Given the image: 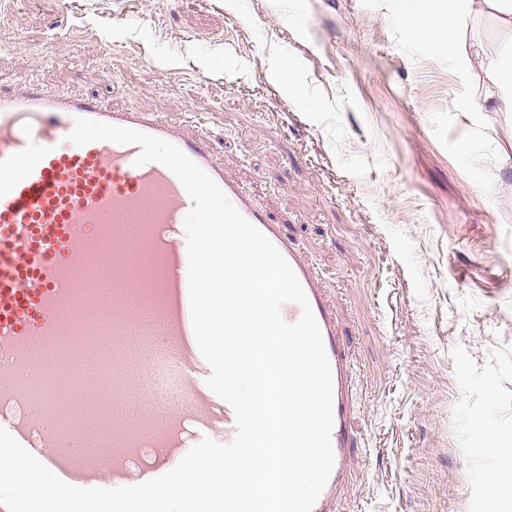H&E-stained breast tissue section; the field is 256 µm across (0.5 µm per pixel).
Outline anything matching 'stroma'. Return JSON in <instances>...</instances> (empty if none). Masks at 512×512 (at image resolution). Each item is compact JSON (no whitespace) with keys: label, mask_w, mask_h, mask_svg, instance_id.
<instances>
[{"label":"stroma","mask_w":512,"mask_h":512,"mask_svg":"<svg viewBox=\"0 0 512 512\" xmlns=\"http://www.w3.org/2000/svg\"><path fill=\"white\" fill-rule=\"evenodd\" d=\"M415 6L0 0V77L203 129L315 265L356 367L343 512H512L477 451L512 437V112L478 111L484 66L434 56Z\"/></svg>","instance_id":"1"}]
</instances>
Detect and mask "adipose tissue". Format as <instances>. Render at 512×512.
I'll return each instance as SVG.
<instances>
[{
	"mask_svg": "<svg viewBox=\"0 0 512 512\" xmlns=\"http://www.w3.org/2000/svg\"><path fill=\"white\" fill-rule=\"evenodd\" d=\"M490 12L496 15L500 48L488 87L479 96L482 112H498L512 103V0H420L417 10L403 19L424 45L443 50L456 69L468 71L480 62L470 22Z\"/></svg>",
	"mask_w": 512,
	"mask_h": 512,
	"instance_id": "obj_1",
	"label": "adipose tissue"
}]
</instances>
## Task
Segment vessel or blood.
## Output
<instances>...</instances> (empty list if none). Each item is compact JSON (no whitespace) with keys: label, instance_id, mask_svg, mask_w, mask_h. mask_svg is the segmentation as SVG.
Here are the masks:
<instances>
[{"label":"vessel or blood","instance_id":"obj_1","mask_svg":"<svg viewBox=\"0 0 512 512\" xmlns=\"http://www.w3.org/2000/svg\"><path fill=\"white\" fill-rule=\"evenodd\" d=\"M78 117L179 147L291 265L332 371L334 467L312 512H342L359 441L354 373L314 269L225 176L208 136L35 82L0 83V427L81 488L145 482L174 468L196 436L236 433L192 328L189 196L164 165H135L139 146L67 141Z\"/></svg>","mask_w":512,"mask_h":512}]
</instances>
